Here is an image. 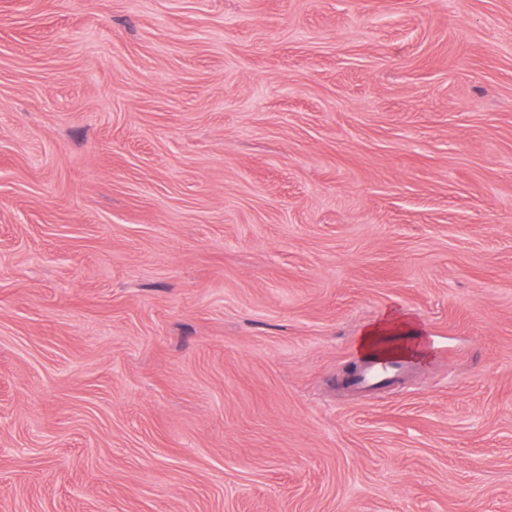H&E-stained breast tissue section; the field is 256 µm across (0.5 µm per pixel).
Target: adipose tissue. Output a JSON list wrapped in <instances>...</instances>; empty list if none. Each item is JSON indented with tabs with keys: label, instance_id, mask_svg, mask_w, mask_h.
<instances>
[{
	"label": "adipose tissue",
	"instance_id": "ef3b65f1",
	"mask_svg": "<svg viewBox=\"0 0 512 512\" xmlns=\"http://www.w3.org/2000/svg\"><path fill=\"white\" fill-rule=\"evenodd\" d=\"M356 349L365 357L376 353L397 357L425 353L423 338L411 321L392 312L364 328Z\"/></svg>",
	"mask_w": 512,
	"mask_h": 512
}]
</instances>
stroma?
Masks as SVG:
<instances>
[{"mask_svg":"<svg viewBox=\"0 0 512 512\" xmlns=\"http://www.w3.org/2000/svg\"><path fill=\"white\" fill-rule=\"evenodd\" d=\"M0 512H512V0H0ZM357 352L365 357L375 353L393 356H424L422 336L410 320L393 312L364 328L358 338ZM406 372V366L393 358L367 360L363 368L351 378L349 388L366 391L380 389Z\"/></svg>","mask_w":512,"mask_h":512,"instance_id":"35a3bbf8","label":"stroma"}]
</instances>
